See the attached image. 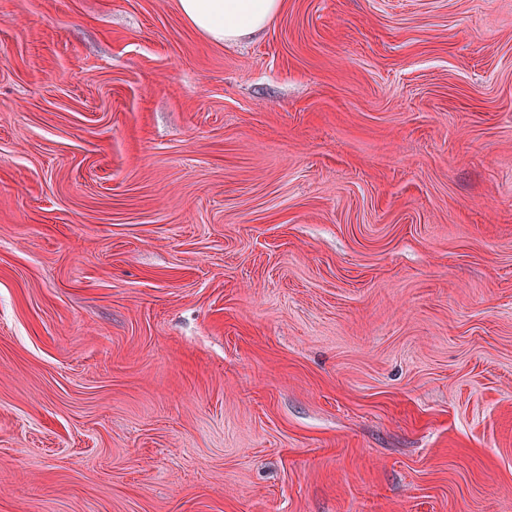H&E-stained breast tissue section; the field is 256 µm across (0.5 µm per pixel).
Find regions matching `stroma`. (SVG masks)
I'll list each match as a JSON object with an SVG mask.
<instances>
[{"label":"stroma","instance_id":"obj_1","mask_svg":"<svg viewBox=\"0 0 512 512\" xmlns=\"http://www.w3.org/2000/svg\"><path fill=\"white\" fill-rule=\"evenodd\" d=\"M0 512H512V0H0ZM190 26L221 45L261 33L282 7V0H174Z\"/></svg>","mask_w":512,"mask_h":512}]
</instances>
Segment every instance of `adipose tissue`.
<instances>
[{
	"instance_id": "ef3b65f1",
	"label": "adipose tissue",
	"mask_w": 512,
	"mask_h": 512,
	"mask_svg": "<svg viewBox=\"0 0 512 512\" xmlns=\"http://www.w3.org/2000/svg\"><path fill=\"white\" fill-rule=\"evenodd\" d=\"M190 26L216 44L261 33L282 7V0H174Z\"/></svg>"
}]
</instances>
